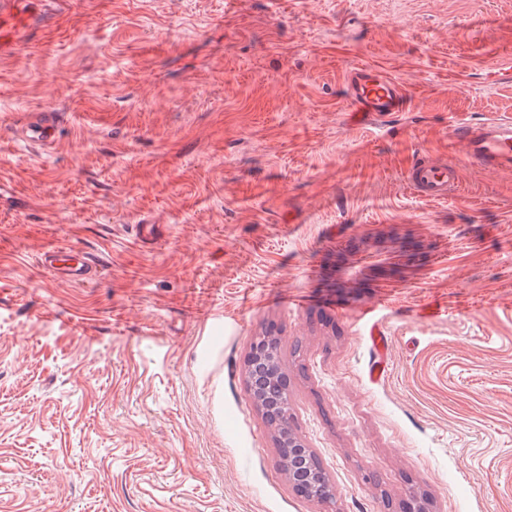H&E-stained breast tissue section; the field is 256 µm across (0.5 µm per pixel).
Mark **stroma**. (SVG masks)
<instances>
[{"mask_svg": "<svg viewBox=\"0 0 512 512\" xmlns=\"http://www.w3.org/2000/svg\"><path fill=\"white\" fill-rule=\"evenodd\" d=\"M358 62L408 108L353 124ZM508 114L512 0H70L0 56V512H512V167L448 130ZM421 159L458 191L414 194ZM267 333L333 502L246 388ZM63 123L60 112L45 109L29 113L26 122L17 132L18 139L30 146L47 150L54 142ZM407 180L418 196L445 200L457 189L458 167L451 163L418 161L409 168ZM37 264L60 279L74 284L90 281L101 271V266L92 262L81 250L53 247L37 256ZM288 449L296 457L295 465L284 473L288 479V483L295 489L296 486H301L310 477V470L306 463L305 445L302 441L289 429L288 431ZM312 472L315 473L310 484H307L303 497L310 500H331L332 485L326 473L323 472L318 461L313 464Z\"/></svg>", "mask_w": 512, "mask_h": 512, "instance_id": "1", "label": "stroma"}]
</instances>
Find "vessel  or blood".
<instances>
[{
	"instance_id": "vessel-or-blood-1",
	"label": "vessel or blood",
	"mask_w": 512,
	"mask_h": 512,
	"mask_svg": "<svg viewBox=\"0 0 512 512\" xmlns=\"http://www.w3.org/2000/svg\"><path fill=\"white\" fill-rule=\"evenodd\" d=\"M66 0H0V56L15 53L23 44L50 29ZM350 109L362 121L403 111L406 93L399 81L382 67L363 63L352 66L345 76ZM63 123L61 113L46 109L29 113L17 133L19 140L43 149L54 142ZM451 139L462 142L472 163L485 168L512 165V118L489 120L475 126L451 124ZM410 187L418 196L447 199L457 189L458 168L451 163L415 162L407 172ZM37 263L60 279L81 284L101 270L81 250L53 247L40 252Z\"/></svg>"
}]
</instances>
